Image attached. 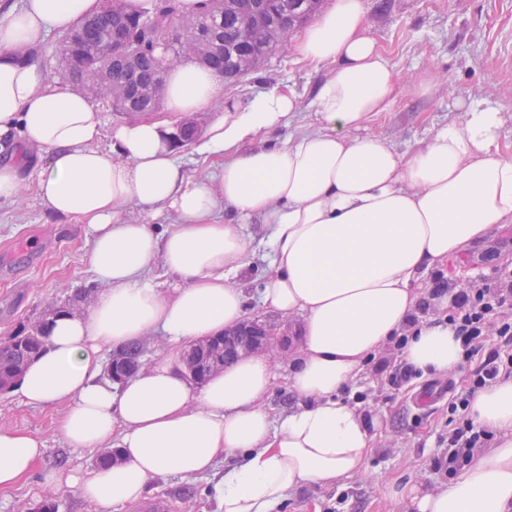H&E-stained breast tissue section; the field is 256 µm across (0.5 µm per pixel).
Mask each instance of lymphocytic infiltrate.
Wrapping results in <instances>:
<instances>
[{
  "label": "lymphocytic infiltrate",
  "mask_w": 512,
  "mask_h": 512,
  "mask_svg": "<svg viewBox=\"0 0 512 512\" xmlns=\"http://www.w3.org/2000/svg\"><path fill=\"white\" fill-rule=\"evenodd\" d=\"M430 296L448 298V323L462 342L463 361L469 366L467 391L448 400V431L443 438L448 454L442 462L453 475L470 461L475 449L487 447L492 439L469 415L472 392L512 376V289L491 282L453 288L439 281ZM491 335L497 344L489 348L485 342Z\"/></svg>",
  "instance_id": "f902f5d3"
}]
</instances>
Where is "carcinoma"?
Here are the masks:
<instances>
[{
	"label": "carcinoma",
	"instance_id": "obj_1",
	"mask_svg": "<svg viewBox=\"0 0 512 512\" xmlns=\"http://www.w3.org/2000/svg\"><path fill=\"white\" fill-rule=\"evenodd\" d=\"M257 10L262 11L265 30L258 42L244 45L237 40L235 32ZM317 11V7L298 4L296 0H203V7L192 15L183 14L177 6L171 12H163L157 3L150 11L134 12L125 8L112 12V26L120 28L135 48L137 62L134 66L109 63L108 31L103 26L96 39L89 43L77 38L78 28L67 32L56 49L58 68L64 79L76 81L85 94L97 98L99 93H104L115 112L122 109V104L113 102V96L118 86L126 81L153 88L154 97L150 103L156 108L161 100L165 72V59L158 57L161 49H166V56L177 58L195 48L201 37L208 34L210 41L220 42V56L215 59L209 51L194 62L202 66L212 63L223 69L225 80L236 81L240 78L237 59L243 52L250 51L267 59L286 46L297 27ZM88 296L89 291H80L53 309L48 320L39 318L21 325L12 335L0 338V393L12 391L31 362L39 356L54 318L82 305ZM143 356L142 344L135 343L116 353L113 359L123 368L133 370L143 364Z\"/></svg>",
	"mask_w": 512,
	"mask_h": 512
}]
</instances>
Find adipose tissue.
I'll return each mask as SVG.
<instances>
[{
    "label": "adipose tissue",
    "instance_id": "ef3b65f1",
    "mask_svg": "<svg viewBox=\"0 0 512 512\" xmlns=\"http://www.w3.org/2000/svg\"><path fill=\"white\" fill-rule=\"evenodd\" d=\"M97 10V0H22L0 11V149L20 138L41 152L37 197L52 215L85 224L100 286L84 313L55 320L16 393L31 407H64L68 447L117 452L116 462L81 478L47 473L45 485L117 512L139 503L160 475H209L218 512H280L303 486L365 475L374 436L340 393L404 333L402 357L422 373L459 363L447 298L437 300L440 316L415 321L416 285L512 224V155L500 144L506 113L467 105L460 121L398 151L370 131L395 105L398 74L366 33L365 0H334L291 43L299 61L330 68L311 102L315 128L271 142L298 109L291 92L225 105L195 146L222 158L221 173L198 181L177 162L164 121H125L100 149L91 99L51 83L39 66L33 51L49 33ZM221 84L213 71L182 63L166 72L162 95L182 118L209 108ZM130 202L132 222L122 211ZM168 215L174 224L158 231ZM253 219L272 251L260 302L302 319L288 355L295 403L276 415L265 405L271 354L241 358L198 387L180 363L190 343L245 321L243 226ZM155 264L170 286L150 276ZM158 332L166 355L123 384L105 380V354ZM469 410L494 433V447L445 488L389 486L401 512H512V379L477 391ZM44 452L41 438L1 430L0 489L25 479Z\"/></svg>",
    "mask_w": 512,
    "mask_h": 512
}]
</instances>
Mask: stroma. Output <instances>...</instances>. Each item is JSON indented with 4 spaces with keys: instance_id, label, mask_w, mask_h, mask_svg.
<instances>
[{
    "instance_id": "1",
    "label": "stroma",
    "mask_w": 512,
    "mask_h": 512,
    "mask_svg": "<svg viewBox=\"0 0 512 512\" xmlns=\"http://www.w3.org/2000/svg\"><path fill=\"white\" fill-rule=\"evenodd\" d=\"M366 6V31L400 75L396 104L373 123L374 132L405 152L432 129L459 120L464 105L478 102L510 113L501 143L512 150V0H366ZM427 72L436 76L437 84L424 93L413 79ZM325 75V69L295 63L290 50H279L255 71L225 83L211 109L198 113L197 119L208 127L226 103L287 86L302 103L273 135L287 141L313 129L309 102ZM244 232L251 262L244 291L247 310L255 317L265 314L259 292L270 247L259 221L245 225ZM89 251L84 224L49 214L33 183H26L17 201L0 203V337L41 317L50 305L93 287ZM460 267L472 270L477 283L492 280L497 270H512V226L426 275L419 284L421 295H428L435 275L452 281ZM268 317L278 319L274 313ZM401 357V351L386 348L366 363L344 393L350 401L357 393L366 394L363 407L376 421L370 479L350 478L340 487H303L289 495L281 512H396L386 495L389 484L413 481L430 490L448 485L447 473L434 460L444 452L440 437L448 417L446 391L463 390L465 373L456 368L446 376L425 375L402 389H388L381 368ZM61 417V408H32L15 393L0 394V429L30 432L46 442L31 474L17 487L0 490V512H27L41 504L49 493L43 483L47 472L59 469L81 477L95 467L96 451L66 446ZM208 486L205 476L186 480L166 474L152 481L149 497L163 500L167 512H215Z\"/></svg>"
}]
</instances>
